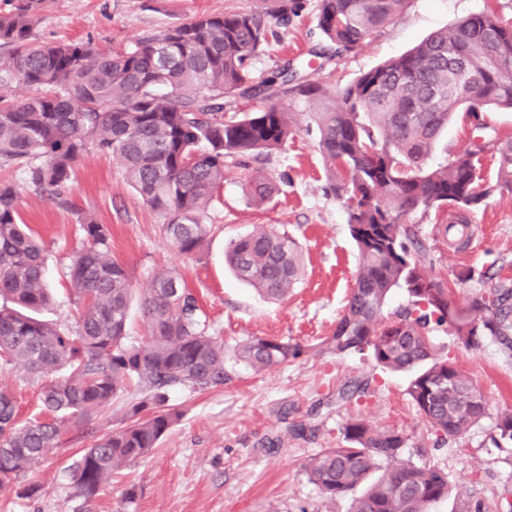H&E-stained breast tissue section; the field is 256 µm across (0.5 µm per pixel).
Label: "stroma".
<instances>
[{"label":"stroma","mask_w":512,"mask_h":512,"mask_svg":"<svg viewBox=\"0 0 512 512\" xmlns=\"http://www.w3.org/2000/svg\"><path fill=\"white\" fill-rule=\"evenodd\" d=\"M485 0H408L390 25L372 33L341 57L317 58L316 10L307 7L255 64L262 74L284 59L304 65L309 77L342 84L398 56L435 30L480 12ZM261 0H44L36 30L43 41H89L112 50L157 33L196 13L221 14L261 8ZM278 179L277 192L255 202L247 194L249 175ZM17 185L20 215L47 244L46 272L53 302L42 319L73 327L76 308L63 275L80 247V214L107 225L112 255L131 272L137 290L148 288L156 269H182L198 295L209 329L224 339L223 386L207 391L172 389L167 404L181 418L143 459L115 474L100 492L93 512H350L351 498L329 502L303 470L308 457L336 447L348 419L408 438L403 460L434 465L457 493L432 503L429 512H459L461 497L481 501L487 512H512V448L494 447L493 418L512 412V354L492 339L465 349L453 336L439 335L447 353L482 387L491 416L463 436L438 441L407 394L409 376L383 369L371 354L343 358L312 351L330 335L359 267L343 203L327 188L317 131L307 115L295 117V135L279 150L231 168L207 222L210 234L202 262H184L160 232L162 216L135 199L120 165L90 153L76 165L70 207L36 194L19 172L0 169V181ZM428 252L429 276L452 279L472 269L493 279H512V193L494 192L473 214L467 249H450L438 215L415 213ZM260 225L287 232L300 245L304 274L288 297L274 302L234 277L224 264L228 242ZM253 336L285 338L308 346L295 362L257 372L237 361L232 350ZM367 381L365 392L339 406L338 390L352 380ZM138 388L97 415L88 427L68 431L63 447L33 463L11 489L0 491V512H82L71 481V465L94 437L119 426L139 402ZM301 435H294V426ZM36 486L33 496L22 493Z\"/></svg>","instance_id":"stroma-1"}]
</instances>
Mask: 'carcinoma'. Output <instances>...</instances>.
<instances>
[{"label": "carcinoma", "instance_id": "obj_1", "mask_svg": "<svg viewBox=\"0 0 512 512\" xmlns=\"http://www.w3.org/2000/svg\"><path fill=\"white\" fill-rule=\"evenodd\" d=\"M41 0H19L0 13V86L32 90L0 95V168L23 171L34 191L65 203L77 161L97 151L122 166L137 199L164 218L170 247L202 259L207 211L233 165L282 148L294 131L288 98L318 130L328 189L341 200L359 254V270L330 335L303 346L253 336L234 349L237 360L262 371L314 349L345 357L370 350L380 366L411 371L408 394L431 431L459 437L489 416L482 388L435 349L438 332L474 348L490 337L512 352V282H500L467 303L453 281L430 277L420 259L414 212L448 215V247L466 245L471 216L493 192H512V139L484 119L512 109V20L494 0L485 9L435 31L408 52L360 73L330 94L287 59L256 80L254 60L277 29L307 9V0H270L261 10L201 13L160 33L142 35L120 51L87 41L33 37ZM407 0H317V29L334 53L347 54L393 22ZM495 55L500 66L489 69ZM478 98L468 96V80ZM458 112L475 136L450 161L431 162L436 143ZM496 160L490 184L484 160ZM251 197L277 190L265 176L248 183ZM19 191L0 183V368L57 372L41 391L43 418L18 421V398L0 388V488L64 443L73 424L97 416L129 387L146 391L122 425L98 436L72 466L76 494L90 507L112 474L144 458L179 420L167 405L173 387L205 391L224 384V340L209 332L194 291L174 268L155 271L140 296L145 344L128 341L134 300L130 271L113 259L108 227L79 218L84 245L65 272L79 310L76 329L35 313L50 301L44 241L21 222ZM234 274L269 300H282L300 281L303 257L286 232L259 227L231 240ZM410 304L383 321L394 289ZM147 418L139 417L146 409ZM342 444L311 456L308 479L334 501L368 482L352 512H427L448 497L443 470L401 462L406 436L349 420ZM491 441L512 446V413L497 416Z\"/></svg>", "mask_w": 512, "mask_h": 512}]
</instances>
